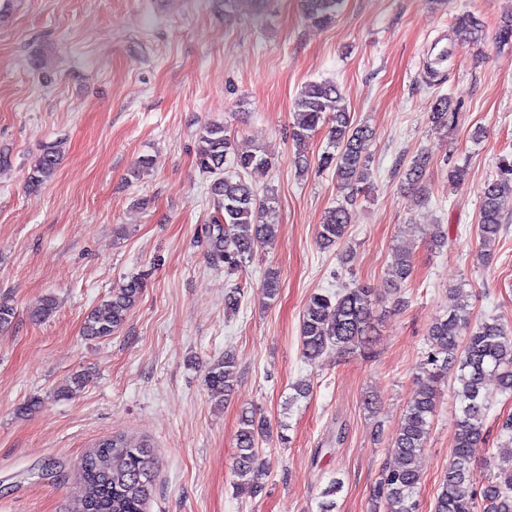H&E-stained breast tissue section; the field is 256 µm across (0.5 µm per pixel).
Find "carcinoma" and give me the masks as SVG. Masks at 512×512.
<instances>
[{"mask_svg":"<svg viewBox=\"0 0 512 512\" xmlns=\"http://www.w3.org/2000/svg\"><path fill=\"white\" fill-rule=\"evenodd\" d=\"M346 0H302L304 15L318 27L330 25L345 6ZM455 30L462 40L474 42L481 36L479 23L470 15L457 18ZM456 120L450 100L436 99L430 123L436 131H448ZM326 129L332 150L318 158V167L333 171L336 189L343 202L329 209L319 225L321 246L339 244L350 224L348 205L365 189L369 179L367 143L373 131L365 124L352 122L341 87L332 81L309 82L294 101L292 140L302 148L320 129ZM60 150L55 145L43 149L28 177V186L37 190L56 173ZM197 165L215 176L211 194L215 214L205 227L210 263L227 274L246 269L254 253L275 237V225L269 221L275 213L273 194L259 195L245 180L249 170L267 167L270 160L252 151L239 150L226 126L213 123L204 128ZM430 156L417 154L402 173L401 187L415 193L424 191ZM512 195V159L498 163L497 175L479 189V213L476 234L480 257L500 235L504 216L500 202ZM408 252H397L389 268L391 291L396 302L401 284L412 273ZM142 278L132 276L112 292L108 300L87 313L83 335L106 339L127 321L138 303ZM373 290L363 286L342 293H314L302 314L301 353L310 363L329 349L339 353L365 350L374 341ZM56 309L52 296L43 298L30 311L34 321L49 318ZM429 351L422 371L416 374L414 389L407 401L403 423L392 441L395 464L382 470L370 495V512H416V494L421 482L418 460L427 443L441 384L453 381L455 438L452 458L445 470L433 503V512H512V417L506 418L500 433L507 445V466L476 487V459L490 449L486 443V418L491 400L486 392L489 377L497 378L501 392L512 394V330L496 318L472 320L469 302L457 299L448 313L435 319L428 329ZM238 380V367L228 352L208 366L205 385L213 397L228 400ZM266 427L253 413L241 415L235 437L234 473L236 491L257 497L264 485L255 464L259 458V440ZM157 458L151 446L115 436L95 444L81 458L78 466L77 492L69 512H147L157 477ZM339 478L329 481L321 491L318 512H335V496L342 490Z\"/></svg>","mask_w":512,"mask_h":512,"instance_id":"carcinoma-1","label":"carcinoma"}]
</instances>
